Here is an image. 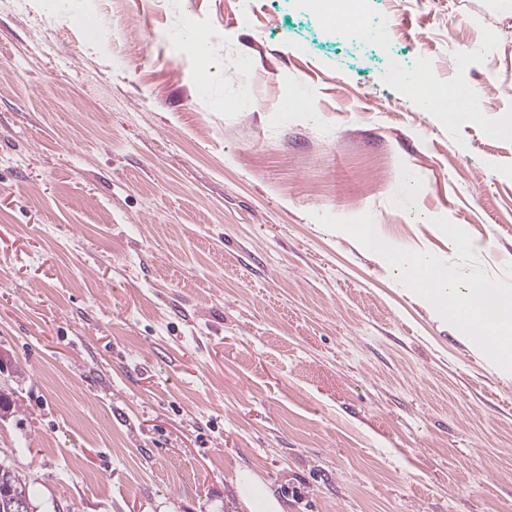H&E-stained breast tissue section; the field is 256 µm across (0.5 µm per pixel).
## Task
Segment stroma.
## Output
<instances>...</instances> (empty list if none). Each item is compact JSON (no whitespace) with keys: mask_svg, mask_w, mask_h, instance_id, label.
Returning <instances> with one entry per match:
<instances>
[{"mask_svg":"<svg viewBox=\"0 0 512 512\" xmlns=\"http://www.w3.org/2000/svg\"><path fill=\"white\" fill-rule=\"evenodd\" d=\"M423 70L467 96L422 107ZM366 212L512 283V0H0V465L35 512H241L240 469L288 512H512V375L315 219Z\"/></svg>","mask_w":512,"mask_h":512,"instance_id":"35a3bbf8","label":"stroma"}]
</instances>
